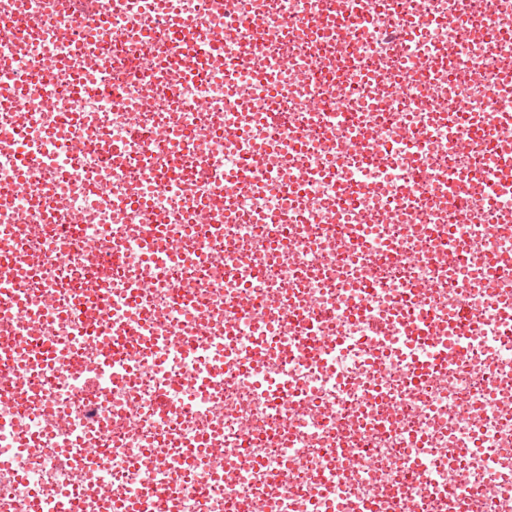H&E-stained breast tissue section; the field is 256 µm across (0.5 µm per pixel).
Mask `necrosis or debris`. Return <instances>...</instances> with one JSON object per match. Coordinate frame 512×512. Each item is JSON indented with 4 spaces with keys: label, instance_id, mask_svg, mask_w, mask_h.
<instances>
[{
    "label": "necrosis or debris",
    "instance_id": "4bbe7bcc",
    "mask_svg": "<svg viewBox=\"0 0 512 512\" xmlns=\"http://www.w3.org/2000/svg\"><path fill=\"white\" fill-rule=\"evenodd\" d=\"M0 15V70L23 76L0 77V195L32 148L47 159L0 204V340L34 322L0 361L9 512L35 495L79 512H512V199L495 192L512 0ZM245 135L265 154L243 186L227 174Z\"/></svg>",
    "mask_w": 512,
    "mask_h": 512
}]
</instances>
